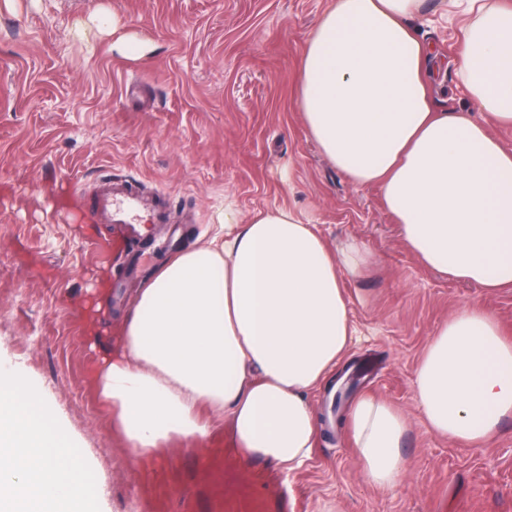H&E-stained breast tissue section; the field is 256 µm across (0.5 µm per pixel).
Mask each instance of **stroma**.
Instances as JSON below:
<instances>
[{"label": "stroma", "mask_w": 512, "mask_h": 512, "mask_svg": "<svg viewBox=\"0 0 512 512\" xmlns=\"http://www.w3.org/2000/svg\"><path fill=\"white\" fill-rule=\"evenodd\" d=\"M332 0H0V360L20 366L90 448L109 512H224V437L132 461L98 401L93 373L117 343L120 317L173 250L111 241L81 190L105 174L165 203L178 246L206 236L232 202L242 218L292 208L329 245L356 238L376 263L345 279L361 333L340 362L370 356V394L409 415L402 486L364 483L346 425H321L312 458L284 492L288 512H512V419L487 448L433 435L414 399L416 364L435 330L476 301L512 331V289L485 293L424 267L378 188L356 186L321 155L296 108L300 52ZM420 34L443 65L436 108L471 109L457 86L460 18L425 0ZM111 15L115 31L96 17ZM141 42L143 56L118 38ZM77 182L75 207L55 198Z\"/></svg>", "instance_id": "35a3bbf8"}]
</instances>
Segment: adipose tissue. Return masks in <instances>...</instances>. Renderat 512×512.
<instances>
[{"instance_id":"adipose-tissue-1","label":"adipose tissue","mask_w":512,"mask_h":512,"mask_svg":"<svg viewBox=\"0 0 512 512\" xmlns=\"http://www.w3.org/2000/svg\"><path fill=\"white\" fill-rule=\"evenodd\" d=\"M466 23L456 76L474 110L436 109L429 48L411 20L423 0H335L302 50L297 106L322 155L376 186L423 266L485 290L512 288V5L450 0ZM374 258L330 249L292 209L241 220L225 206L211 235L177 252L136 295L94 384L128 454L203 446L229 424L245 453L291 473L311 458L310 396L358 336L342 288ZM428 432L485 447L512 418V335L472 302L434 333L414 370ZM363 482L397 488L410 418L373 396L346 419Z\"/></svg>"}]
</instances>
